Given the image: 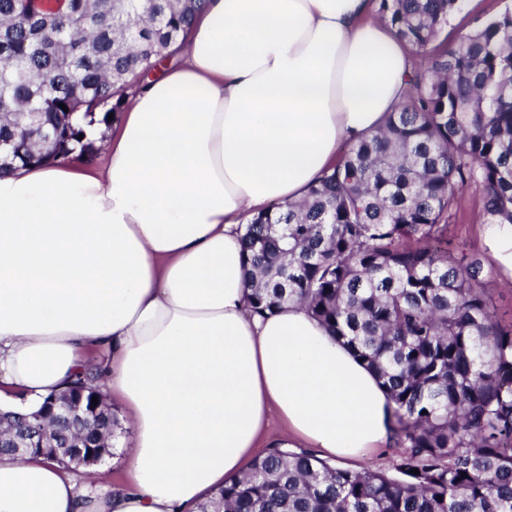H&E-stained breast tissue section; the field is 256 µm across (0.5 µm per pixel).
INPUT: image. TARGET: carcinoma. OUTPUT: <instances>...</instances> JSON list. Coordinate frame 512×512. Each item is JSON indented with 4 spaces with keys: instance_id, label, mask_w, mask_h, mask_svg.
I'll return each instance as SVG.
<instances>
[{
    "instance_id": "1",
    "label": "carcinoma",
    "mask_w": 512,
    "mask_h": 512,
    "mask_svg": "<svg viewBox=\"0 0 512 512\" xmlns=\"http://www.w3.org/2000/svg\"><path fill=\"white\" fill-rule=\"evenodd\" d=\"M458 2L381 0V20L427 62L416 93L306 199L272 204L242 236L254 311L305 304L385 386L405 451L382 472L268 448L199 512H512V324L481 264L448 241L472 185L484 216L512 224V12L449 45ZM204 3L0 0V175L92 156L72 117L122 111ZM66 396L91 416L58 426L57 448L88 431L108 452L115 418L93 368L12 413L15 434L55 426L48 403Z\"/></svg>"
}]
</instances>
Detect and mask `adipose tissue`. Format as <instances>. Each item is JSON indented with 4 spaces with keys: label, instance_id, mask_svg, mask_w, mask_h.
<instances>
[{
    "label": "adipose tissue",
    "instance_id": "adipose-tissue-1",
    "mask_svg": "<svg viewBox=\"0 0 512 512\" xmlns=\"http://www.w3.org/2000/svg\"><path fill=\"white\" fill-rule=\"evenodd\" d=\"M372 0H205L177 60L129 89L91 158L0 176V406L62 389L89 352L130 430L124 479L0 456V512H197L283 448L393 441L381 382L308 309L254 314L247 218L298 202L403 101L406 44Z\"/></svg>",
    "mask_w": 512,
    "mask_h": 512
}]
</instances>
